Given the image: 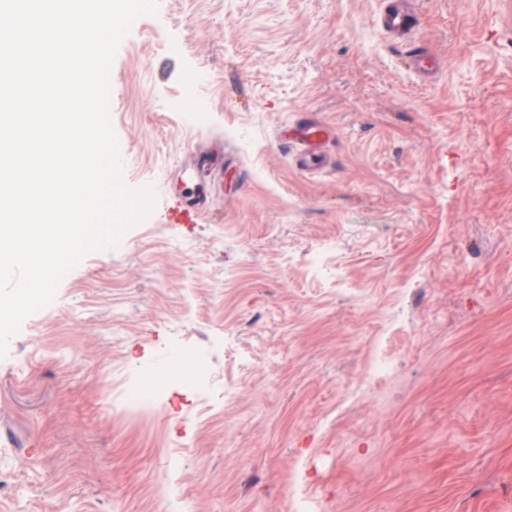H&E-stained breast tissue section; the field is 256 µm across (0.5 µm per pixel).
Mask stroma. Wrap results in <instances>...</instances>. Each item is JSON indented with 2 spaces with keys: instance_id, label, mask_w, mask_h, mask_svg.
<instances>
[{
  "instance_id": "35a3bbf8",
  "label": "stroma",
  "mask_w": 512,
  "mask_h": 512,
  "mask_svg": "<svg viewBox=\"0 0 512 512\" xmlns=\"http://www.w3.org/2000/svg\"><path fill=\"white\" fill-rule=\"evenodd\" d=\"M385 3L133 22L111 124L155 204L0 359V512H512V0H404L410 44ZM194 174L210 210L167 223ZM380 27L388 34L405 38H414L415 26L412 15L400 7H387L379 16ZM321 130L313 127H304L299 136L292 143L300 148L298 162L304 170H310L321 162V156L315 151L314 145L320 139Z\"/></svg>"
}]
</instances>
